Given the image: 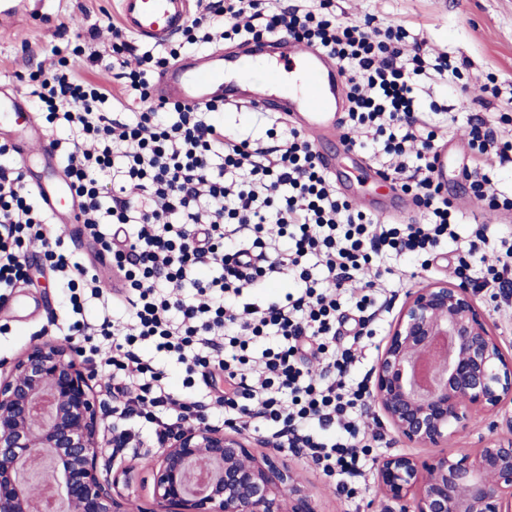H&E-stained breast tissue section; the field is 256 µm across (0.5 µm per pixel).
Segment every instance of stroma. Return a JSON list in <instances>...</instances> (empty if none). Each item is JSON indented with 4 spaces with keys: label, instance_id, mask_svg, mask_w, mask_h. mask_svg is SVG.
Masks as SVG:
<instances>
[{
    "label": "stroma",
    "instance_id": "35a3bbf8",
    "mask_svg": "<svg viewBox=\"0 0 512 512\" xmlns=\"http://www.w3.org/2000/svg\"><path fill=\"white\" fill-rule=\"evenodd\" d=\"M339 17L357 22L374 17L378 27L402 25L407 43H420L428 54L444 53L451 67L440 75L419 77L420 101L430 122L445 129L437 145L448 150V171L443 190L460 212L456 239L442 243L428 268L409 256L388 260L389 274L382 282L389 294L386 311L379 320V331L355 377L370 375L383 350L391 326L408 291L432 281L458 284L456 255L462 243L470 239L476 225L491 224L498 236L512 237V221H492L471 199L463 167L473 160L464 136L468 122L512 117V0H335ZM10 14L0 15V87L25 94L29 73L44 63L46 50L60 41H78L92 25H106L120 15L118 0H10ZM495 80L498 96L480 90ZM226 132L253 142L268 138L264 118L247 107H229L221 112ZM339 178L354 183L357 193L354 208L366 211L400 206L398 197L373 181H357L346 158H339ZM27 279L9 290L0 300V362L10 363L41 337L50 316L59 321L71 318L59 293V277L46 262L40 249L27 255ZM477 305L486 313L495 336L506 355L512 356V296L492 297L490 289H476ZM367 438L376 457L405 453L427 458L435 451L452 452L460 448L480 447L488 436L512 438V402L505 403L494 416L476 415L472 425L451 435L438 449L416 447L405 442L391 427L382 425L373 412L363 416ZM286 466L305 488L317 512H379L382 495L375 482L373 468H366L356 482L354 496L337 490L334 481L325 478L305 452L286 450Z\"/></svg>",
    "mask_w": 512,
    "mask_h": 512
}]
</instances>
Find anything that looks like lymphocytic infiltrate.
<instances>
[{
  "label": "lymphocytic infiltrate",
  "instance_id": "1",
  "mask_svg": "<svg viewBox=\"0 0 512 512\" xmlns=\"http://www.w3.org/2000/svg\"><path fill=\"white\" fill-rule=\"evenodd\" d=\"M317 2L313 11L275 12L272 0H204L183 34L202 44L283 35L334 57L346 78V142L356 150L370 141L381 147L387 174L423 209L424 223L397 227L354 210L298 128L266 146L228 135L215 117L218 105L156 101L153 78L177 48L137 53L116 23L108 25V50L120 67V97L86 77L87 62L100 53L81 47L52 46V69L30 73L28 86L47 129L69 131L51 146L83 224L123 283L112 301L130 307L124 322L105 313L68 327L109 346L101 379L117 420L143 419L161 441L207 407L227 424L262 428L306 449L343 491L367 467L358 420L368 388L351 370L363 339L374 334L385 290L367 282L352 317L337 296L386 253L432 257L455 238L460 215L433 178L438 133L418 115L413 78L426 69L421 47L406 48L402 26L346 22L334 0ZM468 144L473 154L512 161V140L487 120L470 123ZM14 150L0 139V289L24 280L26 250L37 241L80 311L86 297H101L99 275L50 237L52 214L10 165ZM211 268L220 276L204 277ZM275 275L298 276L304 287L282 301H250ZM186 282L193 297L182 294ZM349 322L351 342L337 346L336 328ZM146 342L184 365V384H203L205 393L174 392L165 371L144 356ZM219 374L226 387L217 393L210 386Z\"/></svg>",
  "mask_w": 512,
  "mask_h": 512
}]
</instances>
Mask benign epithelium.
Returning <instances> with one entry per match:
<instances>
[{"label":"benign epithelium","mask_w":512,"mask_h":512,"mask_svg":"<svg viewBox=\"0 0 512 512\" xmlns=\"http://www.w3.org/2000/svg\"><path fill=\"white\" fill-rule=\"evenodd\" d=\"M370 399L407 443L437 446L466 429L473 412L512 400V358L490 331L471 287L432 282L408 292L372 369ZM103 413L75 348L32 345L0 378V512H29V461L46 454L64 512H127L110 460L128 449L100 439ZM257 456L236 427L198 417L174 429L153 455L152 500L142 512H317L272 442ZM375 481L380 512H512V441L488 438L473 452L421 459L388 455Z\"/></svg>","instance_id":"obj_1"}]
</instances>
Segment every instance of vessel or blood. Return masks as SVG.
<instances>
[{"label":"vessel or blood","instance_id":"1","mask_svg":"<svg viewBox=\"0 0 512 512\" xmlns=\"http://www.w3.org/2000/svg\"><path fill=\"white\" fill-rule=\"evenodd\" d=\"M119 5L125 27L139 40L167 41L186 21L187 0H119ZM268 45L277 50L276 65L266 69L262 81L250 84L245 94L236 91V75L246 58L261 51L258 43L235 51L218 47L196 60L171 64L160 74L155 96L191 108L224 103L280 112L317 141L330 140L338 133L346 109V90L335 59L286 37L274 38ZM6 122L16 133L17 149H25L35 131L33 117L17 94L1 90L0 124ZM37 192L53 214L69 215L71 223H79V206L65 174H57L49 186H38Z\"/></svg>","mask_w":512,"mask_h":512}]
</instances>
